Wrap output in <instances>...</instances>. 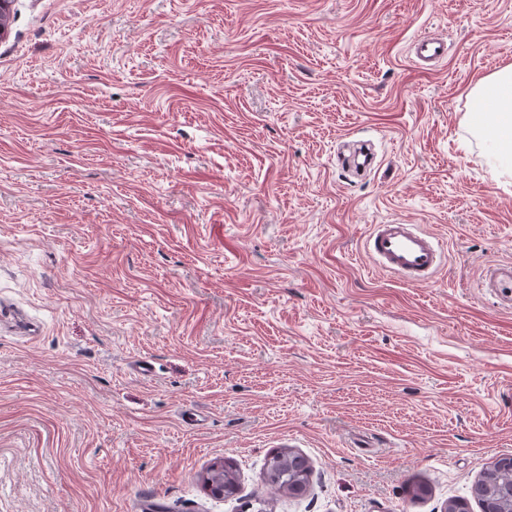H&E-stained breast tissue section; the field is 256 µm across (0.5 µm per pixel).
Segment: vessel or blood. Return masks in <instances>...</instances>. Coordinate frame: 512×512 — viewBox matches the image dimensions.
<instances>
[{
  "label": "vessel or blood",
  "instance_id": "vessel-or-blood-1",
  "mask_svg": "<svg viewBox=\"0 0 512 512\" xmlns=\"http://www.w3.org/2000/svg\"><path fill=\"white\" fill-rule=\"evenodd\" d=\"M410 57L420 66H432L448 55L444 38L423 35L410 45ZM364 255L377 269L390 273L412 285L430 283L445 257L438 238L417 224L397 220L372 225L365 239ZM483 284L491 289L512 291V274L497 264L488 265Z\"/></svg>",
  "mask_w": 512,
  "mask_h": 512
}]
</instances>
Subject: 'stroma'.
Returning <instances> with one entry per match:
<instances>
[{"label": "stroma", "mask_w": 512, "mask_h": 512, "mask_svg": "<svg viewBox=\"0 0 512 512\" xmlns=\"http://www.w3.org/2000/svg\"><path fill=\"white\" fill-rule=\"evenodd\" d=\"M0 512H443L512 457V176L472 116L512 0H13ZM443 36L425 73L408 46ZM372 142L358 176L338 154ZM444 244L372 268L370 225ZM226 460L238 491L203 483ZM364 255L377 269L412 285L429 284L445 258L434 234L399 220L371 225ZM506 271L499 264H490L485 268L483 276V284L486 288H491L492 291L498 288H503L506 293L511 297L512 291V266L509 270V275L504 279ZM281 457H283V461H287L288 451H281L277 457H270L265 466V483L272 496L289 494L288 486L285 485V481L281 477V466L283 462L280 460Z\"/></svg>", "instance_id": "obj_1"}]
</instances>
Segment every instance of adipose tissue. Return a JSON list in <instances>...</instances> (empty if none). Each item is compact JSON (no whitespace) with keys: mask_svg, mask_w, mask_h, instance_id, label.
Returning a JSON list of instances; mask_svg holds the SVG:
<instances>
[{"mask_svg":"<svg viewBox=\"0 0 512 512\" xmlns=\"http://www.w3.org/2000/svg\"><path fill=\"white\" fill-rule=\"evenodd\" d=\"M471 93L495 101V110L483 113L480 130L495 142V161L501 168L512 171V65L478 78Z\"/></svg>","mask_w":512,"mask_h":512,"instance_id":"obj_1","label":"adipose tissue"}]
</instances>
